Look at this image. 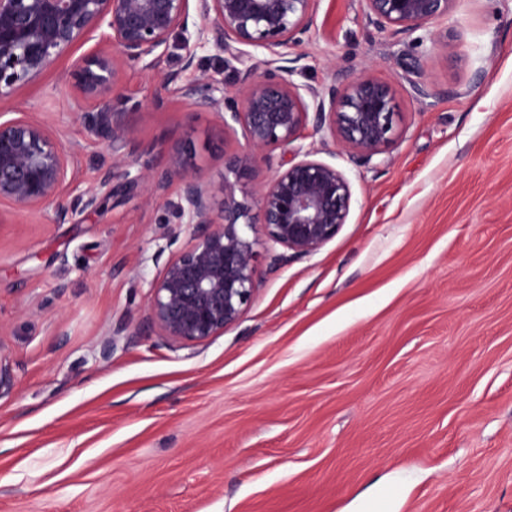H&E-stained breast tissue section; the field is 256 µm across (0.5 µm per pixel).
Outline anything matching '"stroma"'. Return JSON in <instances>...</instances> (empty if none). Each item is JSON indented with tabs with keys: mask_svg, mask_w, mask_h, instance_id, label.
<instances>
[{
	"mask_svg": "<svg viewBox=\"0 0 512 512\" xmlns=\"http://www.w3.org/2000/svg\"><path fill=\"white\" fill-rule=\"evenodd\" d=\"M421 44L361 0H319L292 83L335 70L390 85L399 119L371 164L331 137L297 145L342 170L346 224L265 276L241 321L189 347L147 318L162 206L107 200L64 224L0 212V512H512V0H455ZM78 44L5 112L46 120L99 184L106 144L71 85ZM157 68H125L126 150L186 149L224 200L244 143ZM423 62L418 100L400 62Z\"/></svg>",
	"mask_w": 512,
	"mask_h": 512,
	"instance_id": "stroma-1",
	"label": "stroma"
}]
</instances>
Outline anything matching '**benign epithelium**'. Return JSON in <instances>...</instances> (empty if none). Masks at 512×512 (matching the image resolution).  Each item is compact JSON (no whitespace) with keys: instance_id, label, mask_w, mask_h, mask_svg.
I'll list each match as a JSON object with an SVG mask.
<instances>
[{"instance_id":"benign-epithelium-1","label":"benign epithelium","mask_w":512,"mask_h":512,"mask_svg":"<svg viewBox=\"0 0 512 512\" xmlns=\"http://www.w3.org/2000/svg\"><path fill=\"white\" fill-rule=\"evenodd\" d=\"M318 0H0V103L11 100L76 43L94 32L103 46L72 61L78 98L94 103L82 113L88 130L110 149L111 163L97 187L71 201L63 188L76 180L73 159L43 120L0 113V207L50 216L64 224L78 212L98 207L100 189L116 199H135L143 208L160 204L171 181L179 201L164 224L194 227L190 243L175 246L151 284L148 313L161 335L202 345L237 324L254 299L260 278L309 255L332 240L350 215L349 179L315 152L294 147L306 128L328 134L351 163L368 165L393 140L398 112L384 82L346 71L322 88H300L287 75L296 58L288 49L309 39ZM369 25L394 36H409L447 16L454 0H361ZM179 37V68L162 73L163 85L197 68V49L208 44L240 64V92L224 95L223 81L206 71L178 87L189 105L217 113L224 128L240 127L245 144L224 156V204L215 215L205 177L187 167L183 153L162 157L160 181L150 170L132 173L125 153L129 135L127 99L114 93L124 68H154ZM286 62L270 68L255 50ZM281 161L257 197L238 196L241 182ZM276 247L283 249L272 253Z\"/></svg>"}]
</instances>
